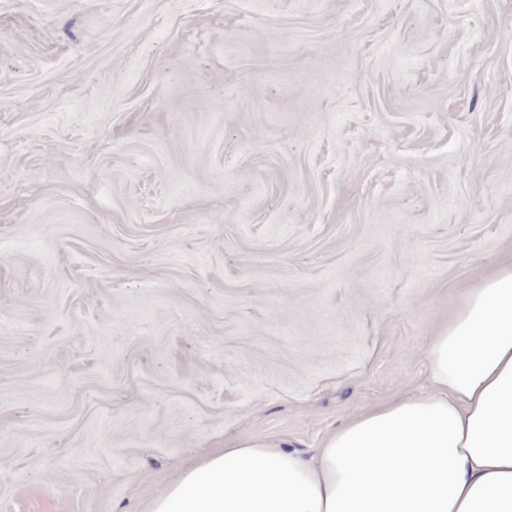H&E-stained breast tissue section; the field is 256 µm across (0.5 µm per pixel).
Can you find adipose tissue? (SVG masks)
Segmentation results:
<instances>
[{"instance_id":"ef3b65f1","label":"adipose tissue","mask_w":512,"mask_h":512,"mask_svg":"<svg viewBox=\"0 0 512 512\" xmlns=\"http://www.w3.org/2000/svg\"><path fill=\"white\" fill-rule=\"evenodd\" d=\"M426 357L427 390L352 416L313 457L226 443L150 512H512V264L465 291Z\"/></svg>"}]
</instances>
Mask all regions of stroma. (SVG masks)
Returning a JSON list of instances; mask_svg holds the SVG:
<instances>
[{"label": "stroma", "instance_id": "obj_1", "mask_svg": "<svg viewBox=\"0 0 512 512\" xmlns=\"http://www.w3.org/2000/svg\"><path fill=\"white\" fill-rule=\"evenodd\" d=\"M509 263L512 0H0V512L313 454Z\"/></svg>", "mask_w": 512, "mask_h": 512}]
</instances>
